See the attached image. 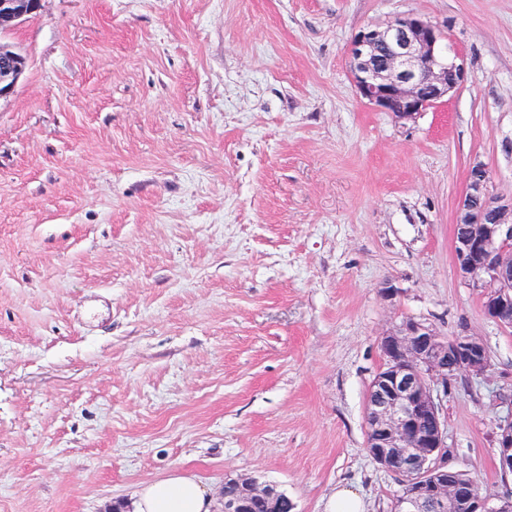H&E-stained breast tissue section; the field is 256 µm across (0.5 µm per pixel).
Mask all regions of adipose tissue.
Returning <instances> with one entry per match:
<instances>
[{
  "label": "adipose tissue",
  "instance_id": "adipose-tissue-1",
  "mask_svg": "<svg viewBox=\"0 0 512 512\" xmlns=\"http://www.w3.org/2000/svg\"><path fill=\"white\" fill-rule=\"evenodd\" d=\"M212 507L210 489L178 472L141 485L132 501L133 512H211Z\"/></svg>",
  "mask_w": 512,
  "mask_h": 512
}]
</instances>
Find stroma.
Returning <instances> with one entry per match:
<instances>
[{"instance_id": "1", "label": "stroma", "mask_w": 512, "mask_h": 512, "mask_svg": "<svg viewBox=\"0 0 512 512\" xmlns=\"http://www.w3.org/2000/svg\"><path fill=\"white\" fill-rule=\"evenodd\" d=\"M407 13L466 80L405 123L349 47ZM4 39L28 66L0 100V512H112L175 471L391 512L364 418L406 318L484 342L443 414L501 491L512 329L454 225L473 162L512 196V0H41ZM494 430L495 442L499 448L498 470L507 481L512 478V412L498 418ZM323 512H366L360 489L351 484H340L324 501Z\"/></svg>"}]
</instances>
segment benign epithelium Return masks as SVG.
<instances>
[{"instance_id":"benign-epithelium-1","label":"benign epithelium","mask_w":512,"mask_h":512,"mask_svg":"<svg viewBox=\"0 0 512 512\" xmlns=\"http://www.w3.org/2000/svg\"><path fill=\"white\" fill-rule=\"evenodd\" d=\"M41 0H0V32L36 17ZM444 31L408 13L385 26H368L353 38L350 73L359 95L400 121H412L441 103L465 81L461 65L440 57ZM26 61L0 47V99L14 94ZM461 276L484 289L487 316L512 328V198L490 193L484 166H471L455 224ZM382 364L366 401V448L381 467L408 477L392 512H512V494L481 495L452 464L442 397L448 370L480 377L490 370L482 340L466 332L445 339L430 323L406 318L380 337ZM498 470L512 478V412L494 427ZM261 499L266 512H283L288 497L274 485L245 478L240 493L222 496V512H250Z\"/></svg>"}]
</instances>
